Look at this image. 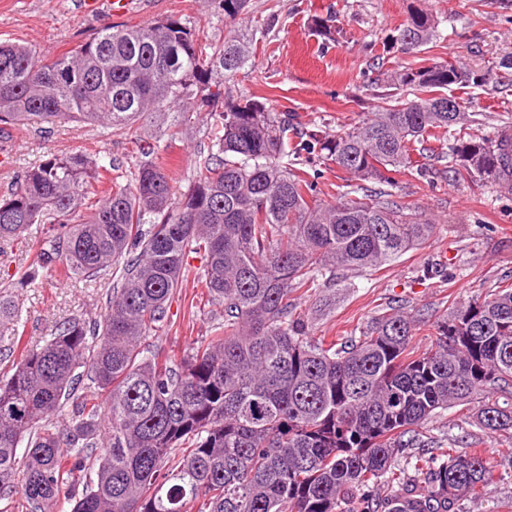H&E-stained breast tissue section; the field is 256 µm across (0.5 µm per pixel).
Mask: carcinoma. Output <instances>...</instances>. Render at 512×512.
Returning <instances> with one entry per match:
<instances>
[{
    "label": "carcinoma",
    "instance_id": "cac0c4a2",
    "mask_svg": "<svg viewBox=\"0 0 512 512\" xmlns=\"http://www.w3.org/2000/svg\"><path fill=\"white\" fill-rule=\"evenodd\" d=\"M435 33L416 10L382 47L408 54ZM249 58L240 36L207 44L172 18L105 27L52 59L0 43L5 136L61 115L114 134L154 117L211 130L180 197L157 145L130 175L104 157L51 152L0 196L1 245L40 227L36 258L0 286V343L21 324L13 289L57 264L71 280L112 276L99 319L66 321L0 375V501L18 498L25 512H458L497 480L482 449L422 432L458 406H474V424L512 455V287L438 317L419 354L410 344L424 318L401 308L328 344L292 303L433 236L436 225L393 193L398 176L448 160L455 175L512 193V127L489 138L466 131L465 102L448 111V87L485 77L460 62L408 64L393 82L413 98L332 135L221 89L216 75L230 82ZM220 98L224 110L202 113ZM430 141L438 147L415 160ZM319 160L350 175L334 201L317 199ZM191 253L203 260L196 287L222 319L180 360L162 359L146 342L166 325ZM82 377L106 411L79 391ZM400 457L423 487L396 477Z\"/></svg>",
    "mask_w": 512,
    "mask_h": 512
}]
</instances>
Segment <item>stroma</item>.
I'll use <instances>...</instances> for the list:
<instances>
[{
  "mask_svg": "<svg viewBox=\"0 0 512 512\" xmlns=\"http://www.w3.org/2000/svg\"><path fill=\"white\" fill-rule=\"evenodd\" d=\"M438 22L436 38L413 54H383L382 39L414 9ZM207 17L204 35L220 45L228 30L251 38L253 55L230 82L233 93L268 102L292 114L296 124L341 132L373 117L392 93L388 76L415 61L428 66L460 61L486 77L481 86L450 87L449 95L469 100L478 113L476 133L492 136L512 124V0H248L236 22L224 17L220 0H141L124 15L85 13L78 0H0V41L31 46L53 57L73 50L106 26L136 27L169 17L190 21ZM324 21L335 32L326 40L313 29ZM140 127L125 134L59 118L29 125L0 138V193L14 187L28 167L47 153L80 150L108 156L125 170L139 159ZM209 144L205 124L177 135L160 149L175 193L187 190L198 151ZM397 196L435 223L434 235L376 270L350 274L325 296L296 294L299 312L320 308L309 325L311 336L357 335L368 319L387 305L409 313L440 315L451 304L484 296L499 282L512 283V194L489 179L403 176ZM433 277H423L426 267ZM112 284L104 275L72 282L52 268L41 285L19 292L26 320L22 342L44 344L64 321L97 318ZM215 307L203 304L193 280H186L169 310V322L153 342L163 354L180 358L209 336ZM482 448L498 479L486 491L462 501L460 512H512V460L493 438Z\"/></svg>",
  "mask_w": 512,
  "mask_h": 512,
  "instance_id": "stroma-1",
  "label": "stroma"
}]
</instances>
